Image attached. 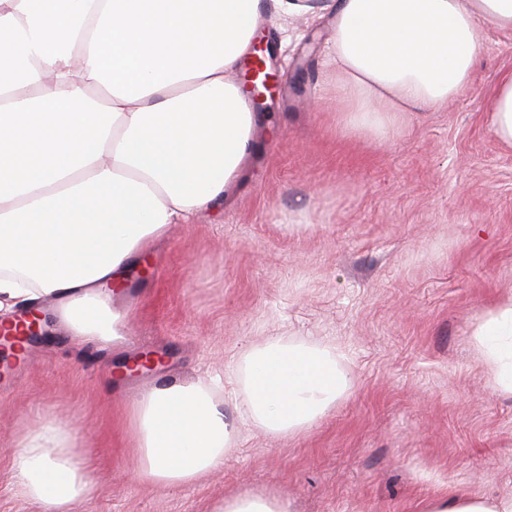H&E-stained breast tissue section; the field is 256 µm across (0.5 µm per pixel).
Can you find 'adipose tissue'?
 <instances>
[{"instance_id":"ef3b65f1","label":"adipose tissue","mask_w":512,"mask_h":512,"mask_svg":"<svg viewBox=\"0 0 512 512\" xmlns=\"http://www.w3.org/2000/svg\"><path fill=\"white\" fill-rule=\"evenodd\" d=\"M332 14L343 122L383 137L471 84L488 27L512 32V0H0V325L56 302L72 341L113 346L112 307L133 261L225 201L258 150V116L232 75L265 15ZM512 146V74L490 105ZM495 385L512 392V304L475 330ZM246 410L275 434L324 415L348 388L335 352L282 340L244 363ZM139 477L189 484L224 462L237 429L205 380L155 386L131 406ZM72 428L46 421L12 452L19 495L78 512L94 487ZM420 512H512L465 493Z\"/></svg>"}]
</instances>
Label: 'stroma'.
Wrapping results in <instances>:
<instances>
[{
	"instance_id": "stroma-1",
	"label": "stroma",
	"mask_w": 512,
	"mask_h": 512,
	"mask_svg": "<svg viewBox=\"0 0 512 512\" xmlns=\"http://www.w3.org/2000/svg\"><path fill=\"white\" fill-rule=\"evenodd\" d=\"M332 17L270 18L260 35L279 88L258 152L229 199L150 244L112 306L127 323L107 349L51 341L0 365V512H40L11 479V450L43 419L73 428L95 491L79 512H213L257 491L288 512H418L462 491L512 496V393L474 330L512 301V147L490 129L512 32L488 28L468 90L383 139L336 114ZM273 338L333 349L346 394L310 427L269 433L246 412L244 358ZM156 369L106 384L121 360ZM221 379L237 437L222 469L189 485L134 470L130 407L144 389Z\"/></svg>"
}]
</instances>
